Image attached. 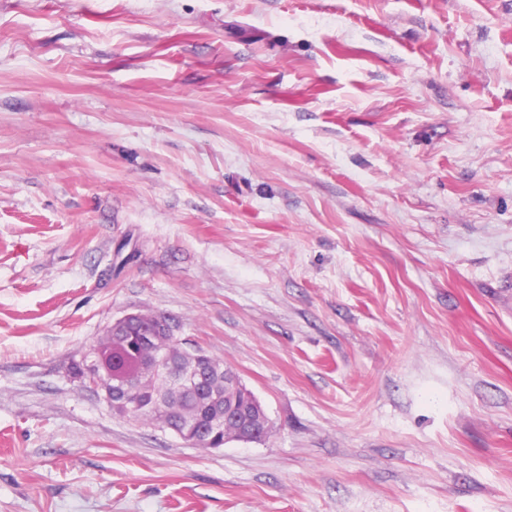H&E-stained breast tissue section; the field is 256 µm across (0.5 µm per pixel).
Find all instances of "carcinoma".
<instances>
[{
	"instance_id": "cac0c4a2",
	"label": "carcinoma",
	"mask_w": 512,
	"mask_h": 512,
	"mask_svg": "<svg viewBox=\"0 0 512 512\" xmlns=\"http://www.w3.org/2000/svg\"><path fill=\"white\" fill-rule=\"evenodd\" d=\"M137 325L130 322L117 334L107 340H101L83 353L80 360L72 363V369L77 378L85 375L89 361L107 370L112 375L113 400L119 401L124 395L138 403L140 413L134 419L154 421L165 418L166 426L192 430L201 421L213 418L218 412L230 407H243L248 397L241 389H235L230 384L228 373L231 367L224 365L219 358L205 354L204 368L201 380L192 387L176 389L167 376H146L143 366L146 365L152 344L136 338ZM160 338L170 341L171 368L177 370L182 357L177 337L171 331V326L161 330ZM255 432L238 430L231 426L227 432L219 434L211 443L213 448H222L224 444L234 439L242 442H258L266 438L258 416H253Z\"/></svg>"
}]
</instances>
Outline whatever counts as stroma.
<instances>
[{
    "mask_svg": "<svg viewBox=\"0 0 512 512\" xmlns=\"http://www.w3.org/2000/svg\"><path fill=\"white\" fill-rule=\"evenodd\" d=\"M138 311L272 433L80 388ZM0 512H512V0H0ZM253 419H254V423H255V432L256 433H252L250 431H245V430H240V433L233 436V434H235L239 430V428L237 426L233 425L230 428H228V430L225 434H224V432L220 433L219 436L214 439V441L211 443V445L208 446V448H214V449L222 448V447H224L225 443H227L229 441H234V439H236V441H242V442H258V441L264 440L269 435H265L264 433H262V427L260 425L258 416L255 411H253Z\"/></svg>",
    "mask_w": 512,
    "mask_h": 512,
    "instance_id": "obj_1",
    "label": "stroma"
}]
</instances>
